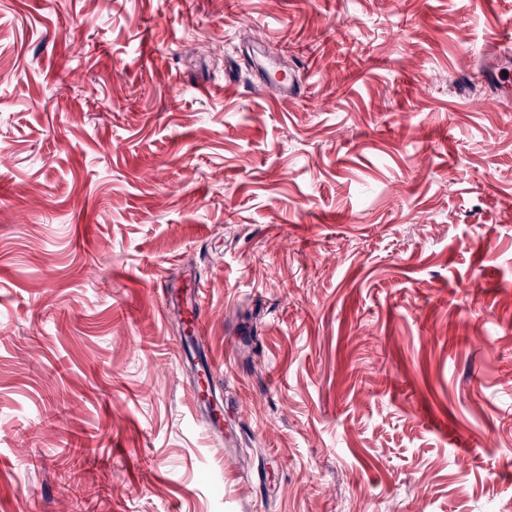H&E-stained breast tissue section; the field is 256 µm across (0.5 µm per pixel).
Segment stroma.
I'll use <instances>...</instances> for the list:
<instances>
[{"label": "stroma", "instance_id": "stroma-1", "mask_svg": "<svg viewBox=\"0 0 512 512\" xmlns=\"http://www.w3.org/2000/svg\"><path fill=\"white\" fill-rule=\"evenodd\" d=\"M510 28L512 0H0V512H73L85 429L91 512H504ZM271 62L277 63L274 61ZM272 63L267 62L264 73L266 75L267 71L275 70V72H282L284 74L283 77L277 81V86L280 87L281 99L288 102V99H295L300 96L301 84L298 82L295 75L288 71V69H282ZM185 288L181 292V305L183 314L192 333V337H204L206 331V317L203 312L204 291L200 281L193 278H187L182 285ZM85 434V437L79 438V443L77 444L74 440L66 441L65 448H62V452H66L68 456L72 457L75 467L70 471L68 480L70 485L74 489L75 493V511L76 512H85L88 510H84L85 503L84 501L77 495L79 488L82 485L81 481V472L77 469V462L87 453L93 452V448H90L88 442L91 439H94L95 435L92 433H88L87 430L82 431Z\"/></svg>", "mask_w": 512, "mask_h": 512}]
</instances>
